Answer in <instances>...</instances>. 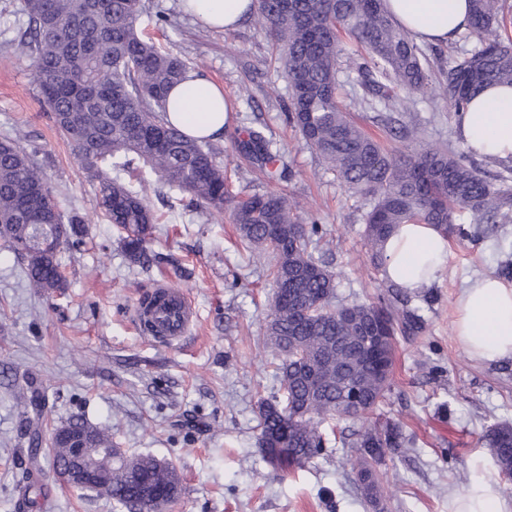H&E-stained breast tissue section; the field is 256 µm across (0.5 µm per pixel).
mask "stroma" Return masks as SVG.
Returning a JSON list of instances; mask_svg holds the SVG:
<instances>
[{"instance_id":"1","label":"stroma","mask_w":512,"mask_h":512,"mask_svg":"<svg viewBox=\"0 0 512 512\" xmlns=\"http://www.w3.org/2000/svg\"><path fill=\"white\" fill-rule=\"evenodd\" d=\"M20 0H0V135L33 152L65 215L90 226L62 256L67 288L43 296L28 287L21 263L0 250V512H16L21 477L22 421L12 381L26 377L44 390V428L80 416L112 425V444L128 455L170 460L181 491L163 512H373L344 464L345 449L329 448L306 468L283 477L258 448L257 406L278 394L276 359L264 344L274 297L272 259L240 241L228 215L188 207L185 196L151 182L148 201L159 224L148 244L162 263H132L123 231L97 204L95 184L55 129L32 82L30 58L16 38L26 19ZM168 22L147 31L191 72L223 89L231 121L214 143L234 191L284 192L301 202L304 223H317V243L336 279V300L371 303L387 283L370 264L364 237L368 197L348 192L335 173L284 120L288 83L276 51L255 17L229 33L209 30L180 9V0H145ZM474 40L424 45L433 90L402 107L400 118L424 143L463 152L453 115L435 89L449 64ZM352 120L391 150L408 142L385 128L363 102L361 88L341 92ZM252 127L273 134L285 163L281 179L265 181L239 157L233 137ZM512 255V223L477 244L450 243L446 265L426 294L409 297L426 322L424 333L397 339L392 391L373 414L347 429L399 424L415 444L405 456L386 455L378 467L385 512H448L467 482L494 481L497 467L481 437L496 423L512 424V359L478 363L457 345L453 304L464 280L499 275ZM170 280L188 295L195 314L179 344L161 346L139 330L134 303L153 282ZM40 482L48 495L30 512H114L106 497L60 484L52 471Z\"/></svg>"}]
</instances>
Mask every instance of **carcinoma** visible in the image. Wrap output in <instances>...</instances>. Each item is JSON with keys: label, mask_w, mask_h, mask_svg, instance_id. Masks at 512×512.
<instances>
[{"label": "carcinoma", "mask_w": 512, "mask_h": 512, "mask_svg": "<svg viewBox=\"0 0 512 512\" xmlns=\"http://www.w3.org/2000/svg\"><path fill=\"white\" fill-rule=\"evenodd\" d=\"M384 0H255L257 23L278 52L290 93L287 120L336 171L344 187L372 198L364 236L375 271L384 266L382 244L396 224H431L446 237L474 242L477 232L457 222L467 214L472 224L512 221V168L490 179L455 154L427 145L389 153L347 117L340 100L343 83L357 82L372 98L367 105L393 112L400 93L428 87V59L411 34L394 24ZM500 0H470L469 34L478 44L449 66L441 96L450 112H465L485 88L512 86V41L495 35L500 27ZM28 36L17 47L33 63L32 78L58 130L77 159L91 173L108 221L121 228L131 261L148 259L147 244L157 216L146 202L147 170L172 191L189 195L200 212H229L239 238L252 250L275 254L274 288L288 298L273 302L267 341L280 357L282 394L258 405L260 435L268 447L287 438L285 453L261 450L274 470L289 474L305 467L333 446H350L356 455L346 465L356 475L364 500L381 496L377 465L383 449L395 451L410 441L387 422L351 442L338 424L355 419L346 401L361 415L378 409L391 391L394 340L422 334L425 324L395 285L391 297L376 303H334L335 278L312 250L317 225L300 222L298 204L281 193H234L217 161V152L184 135L165 119L168 92L186 78L188 67L161 49L142 28L143 0H22ZM363 50L344 58L340 33ZM238 153L260 173L277 176L281 154L273 136L249 128L237 137ZM65 226L53 249L36 246L37 225ZM88 233L79 216L64 219L54 192L33 156L15 139L0 138V246L20 260L29 287L39 294L66 288L59 254L73 236ZM319 303L313 315L298 318L303 304ZM387 339L371 350L348 338L375 319ZM319 366L322 389L308 378ZM24 420L25 477L16 485L19 505L32 502L30 492L45 468L56 470L67 448H41L43 396L30 383L14 393ZM64 427L88 433L94 448L112 444V427L75 417ZM498 472L512 471V425L498 424L483 436ZM180 492L173 465L153 456H137L112 472L102 493L124 512H160Z\"/></svg>", "instance_id": "obj_1"}]
</instances>
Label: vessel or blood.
<instances>
[{
    "instance_id": "b4317fda",
    "label": "vessel or blood",
    "mask_w": 512,
    "mask_h": 512,
    "mask_svg": "<svg viewBox=\"0 0 512 512\" xmlns=\"http://www.w3.org/2000/svg\"><path fill=\"white\" fill-rule=\"evenodd\" d=\"M135 314L138 321H151L153 340L163 345H172L184 338L194 317L186 293L166 282L157 283L138 298Z\"/></svg>"
}]
</instances>
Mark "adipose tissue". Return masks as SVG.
Listing matches in <instances>:
<instances>
[{
	"instance_id": "adipose-tissue-1",
	"label": "adipose tissue",
	"mask_w": 512,
	"mask_h": 512,
	"mask_svg": "<svg viewBox=\"0 0 512 512\" xmlns=\"http://www.w3.org/2000/svg\"><path fill=\"white\" fill-rule=\"evenodd\" d=\"M393 20L420 42L445 45L464 32L468 0H385ZM184 10L201 25L235 30L254 11L253 0H184ZM231 110L223 90L197 76L171 90L167 118L186 135L220 139ZM456 128L477 156L512 159V86H492L456 114ZM384 278L416 293L442 273L448 241L429 224H402L384 246ZM453 332L473 360L512 359V283L488 275L467 280L455 301ZM448 512H512L495 483L472 484L450 499Z\"/></svg>"
}]
</instances>
